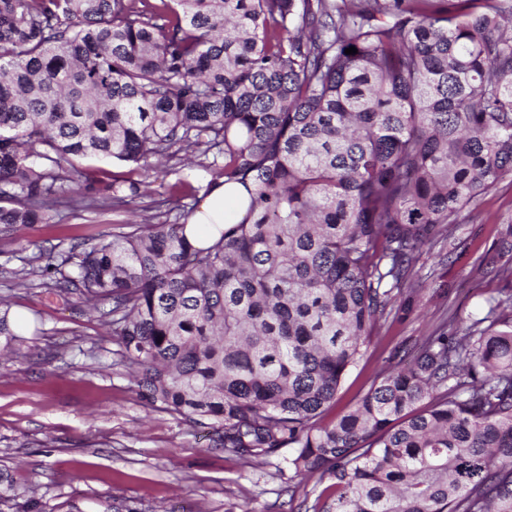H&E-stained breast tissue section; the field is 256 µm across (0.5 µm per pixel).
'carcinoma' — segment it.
<instances>
[{"instance_id": "1", "label": "carcinoma", "mask_w": 512, "mask_h": 512, "mask_svg": "<svg viewBox=\"0 0 512 512\" xmlns=\"http://www.w3.org/2000/svg\"><path fill=\"white\" fill-rule=\"evenodd\" d=\"M160 159L243 186L245 214L197 247L196 204L150 201L7 282L99 314L141 398L224 453L293 449L329 481L313 512H512L511 296L320 423L422 248L512 177L501 0H0L1 238L124 210ZM25 343L0 298V357Z\"/></svg>"}]
</instances>
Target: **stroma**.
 <instances>
[{"instance_id": "1", "label": "stroma", "mask_w": 512, "mask_h": 512, "mask_svg": "<svg viewBox=\"0 0 512 512\" xmlns=\"http://www.w3.org/2000/svg\"><path fill=\"white\" fill-rule=\"evenodd\" d=\"M124 212H64L24 230L28 252L58 253L118 231ZM512 224V180L464 210L450 238L424 246L363 357L346 374L325 420L351 408L376 373L394 368L437 329L456 332L512 294L488 264ZM15 321H28L22 357L0 361V469L41 512H288L314 499V481L293 480L291 449L251 467L211 447L208 427L139 398L120 346L95 314L38 288L6 291Z\"/></svg>"}]
</instances>
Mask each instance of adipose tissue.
<instances>
[{
    "label": "adipose tissue",
    "mask_w": 512,
    "mask_h": 512,
    "mask_svg": "<svg viewBox=\"0 0 512 512\" xmlns=\"http://www.w3.org/2000/svg\"><path fill=\"white\" fill-rule=\"evenodd\" d=\"M246 208L244 192L236 186L216 184L187 221V235L194 244L207 243L219 224L240 217Z\"/></svg>",
    "instance_id": "obj_1"
}]
</instances>
